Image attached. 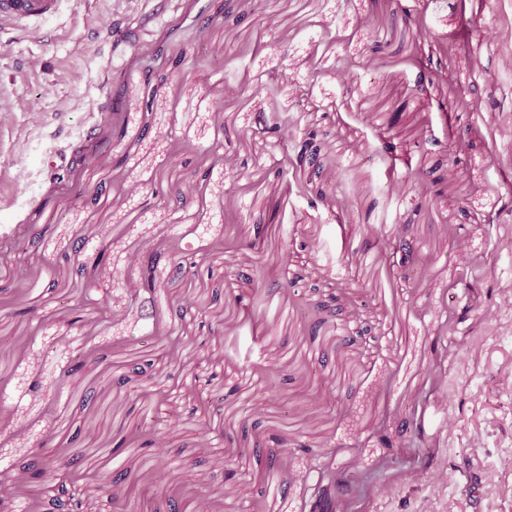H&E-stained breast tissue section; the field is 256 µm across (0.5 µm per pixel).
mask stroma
I'll list each match as a JSON object with an SVG mask.
<instances>
[{
  "label": "stroma",
  "instance_id": "stroma-1",
  "mask_svg": "<svg viewBox=\"0 0 512 512\" xmlns=\"http://www.w3.org/2000/svg\"><path fill=\"white\" fill-rule=\"evenodd\" d=\"M474 2L469 32L424 0H64L38 34L0 26V480L18 505L43 496L23 467L49 433L75 457L71 512H113L96 478L115 468L125 512L163 494L187 505L228 459L212 512H309L322 468L360 477L337 512H512V250L498 246L512 238V0ZM407 10L431 39L394 23ZM418 61L435 75L421 91ZM343 67L355 84L337 82ZM281 107L320 132L319 172L258 132ZM52 148L67 155L56 172ZM423 165L440 179L428 205L409 176ZM191 173L201 194L182 208ZM20 224L39 237L18 241ZM369 224L409 241L418 271L401 278L368 247ZM80 228L106 230L116 275L177 242L191 273L134 304L102 280L69 327L90 276L64 257ZM329 300L311 333L302 309ZM72 349L86 363L58 385L49 366ZM144 361L152 384L119 385ZM156 415L181 451L162 483L135 432ZM412 416L422 432L404 429ZM279 441L284 471L253 453Z\"/></svg>",
  "mask_w": 512,
  "mask_h": 512
}]
</instances>
